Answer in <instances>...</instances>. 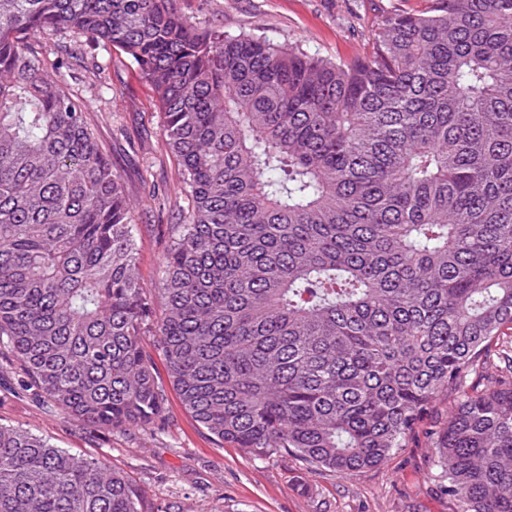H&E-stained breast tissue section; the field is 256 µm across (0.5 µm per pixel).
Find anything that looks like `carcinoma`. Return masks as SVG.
Instances as JSON below:
<instances>
[{
	"label": "carcinoma",
	"mask_w": 512,
	"mask_h": 512,
	"mask_svg": "<svg viewBox=\"0 0 512 512\" xmlns=\"http://www.w3.org/2000/svg\"><path fill=\"white\" fill-rule=\"evenodd\" d=\"M48 32L133 60L189 207L137 276L134 206ZM219 441L346 478L433 418L451 512H512V0L393 13L350 65L178 0H0V351L90 429L164 387ZM0 512H153L107 461L0 424Z\"/></svg>",
	"instance_id": "1"
}]
</instances>
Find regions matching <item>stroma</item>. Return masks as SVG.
<instances>
[{
    "mask_svg": "<svg viewBox=\"0 0 512 512\" xmlns=\"http://www.w3.org/2000/svg\"><path fill=\"white\" fill-rule=\"evenodd\" d=\"M432 0H179L198 27L219 23L225 34H247L347 64L368 55L385 16L421 13ZM104 69L94 77L74 63L68 86L92 102L89 122L135 204L141 283L158 287L169 226L184 201L168 153L154 93L137 64L114 49L93 52ZM26 428L56 447L103 457L133 477L156 506L182 512H449L437 490L434 450L425 431L384 464L349 478L308 471L290 457L258 458L217 441L166 391L162 420L152 432L91 431L51 413L20 389L0 359V423Z\"/></svg>",
    "mask_w": 512,
    "mask_h": 512,
    "instance_id": "35a3bbf8",
    "label": "stroma"
}]
</instances>
